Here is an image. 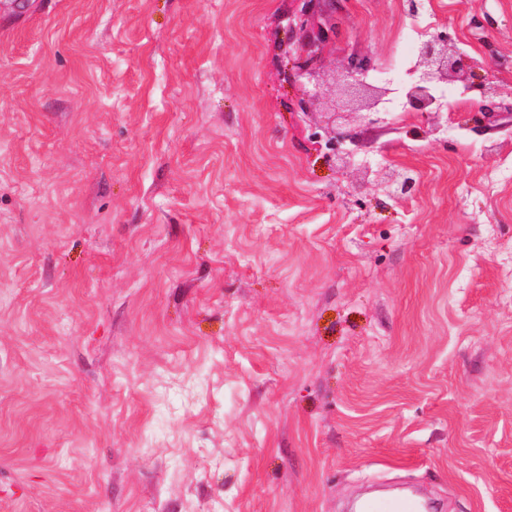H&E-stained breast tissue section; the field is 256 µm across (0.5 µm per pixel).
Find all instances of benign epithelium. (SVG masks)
I'll list each match as a JSON object with an SVG mask.
<instances>
[{"instance_id":"1","label":"benign epithelium","mask_w":512,"mask_h":512,"mask_svg":"<svg viewBox=\"0 0 512 512\" xmlns=\"http://www.w3.org/2000/svg\"><path fill=\"white\" fill-rule=\"evenodd\" d=\"M334 0H296L299 8L288 16V42L296 52L294 70L284 74L288 80L299 83L300 99L297 102L303 112L308 110L311 101L318 98L320 89V68L324 47L333 32L332 16L323 7V2ZM374 69L368 57L352 56L342 73L343 92L358 104V110L367 113V125L383 121L385 104L391 100L396 89L385 82L374 85L366 78V73ZM411 83L401 93L403 110L406 112L430 115L441 111L445 103L438 96L443 85L450 81L462 83L463 92L478 90L480 97L490 99L499 93L496 85L470 82L468 57L460 51L448 37V33L427 32L419 43L416 59L410 68ZM328 137L326 147L331 151L329 158L343 168L355 164L354 152L343 151L339 144L343 141L357 142L351 132H336L324 129Z\"/></svg>"}]
</instances>
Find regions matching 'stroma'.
Segmentation results:
<instances>
[{
	"label": "stroma",
	"mask_w": 512,
	"mask_h": 512,
	"mask_svg": "<svg viewBox=\"0 0 512 512\" xmlns=\"http://www.w3.org/2000/svg\"><path fill=\"white\" fill-rule=\"evenodd\" d=\"M293 8L0 0V512H512V0H342L305 113ZM427 29L498 95L366 129ZM374 69L372 60L368 57L352 56L342 73V89L352 100L358 104V111L367 113V125H375L384 122V118L378 114L386 112L385 104L391 100L396 89L391 88L389 82L383 85H374L366 78V73ZM324 133L329 137L326 147L332 152L329 158L337 161L341 168H347L355 164L354 151H343L339 148L340 142L349 140L351 143H357L356 134L351 132H336L329 128H323Z\"/></svg>",
	"instance_id": "stroma-1"
}]
</instances>
